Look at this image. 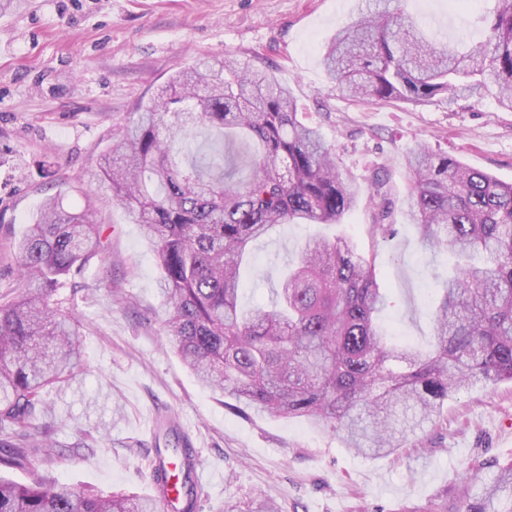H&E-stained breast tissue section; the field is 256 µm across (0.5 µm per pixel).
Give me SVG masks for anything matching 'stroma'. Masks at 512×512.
Masks as SVG:
<instances>
[{"label":"stroma","mask_w":512,"mask_h":512,"mask_svg":"<svg viewBox=\"0 0 512 512\" xmlns=\"http://www.w3.org/2000/svg\"><path fill=\"white\" fill-rule=\"evenodd\" d=\"M366 0H14L0 9V303L19 285L11 244L42 200L65 193L83 209L97 195L94 167L116 126L132 119L177 72L199 58L270 69L289 86L303 121L319 126L342 172L360 185L384 174L396 232L370 231L367 199L336 227L376 262L388 294L383 313L415 346L434 341L429 301L448 272V253L422 245L407 216L412 175L406 155L419 144L512 183V112L496 99L448 105H366L333 92L321 65L337 29ZM497 0L473 9L458 0H405L428 34L466 48L486 39ZM55 171L44 183L40 161ZM94 220L105 251L73 300L81 353L71 376L45 388L55 429L50 464L35 469L74 490L152 492L146 473L156 447L195 442L211 480L198 512L239 506L255 512H460L463 474L489 477L485 464L512 462V382L465 389L437 420L398 451L364 458L336 433L305 421L257 414L203 388L166 345L160 271L124 208L102 201ZM312 226L287 224L253 247L243 304L268 302Z\"/></svg>","instance_id":"obj_1"}]
</instances>
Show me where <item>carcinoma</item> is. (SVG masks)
Returning a JSON list of instances; mask_svg holds the SVG:
<instances>
[{"label": "carcinoma", "mask_w": 512, "mask_h": 512, "mask_svg": "<svg viewBox=\"0 0 512 512\" xmlns=\"http://www.w3.org/2000/svg\"><path fill=\"white\" fill-rule=\"evenodd\" d=\"M322 64L336 92L384 104H451L490 93L512 111V0H498L479 51L429 38L398 5L339 29ZM221 146L197 158L196 129ZM408 216L424 247L455 258L433 304L435 345L392 340L378 323L386 294L375 260L344 237L308 238L272 289L240 304L255 241L283 224L341 223L359 187L334 147L304 123L290 88L235 60H198L120 126L97 162L107 199L142 227L160 270L169 347L205 388L246 408L332 430L357 455L396 452L434 422L443 402L479 384L512 381V184L425 146L406 160ZM372 232L391 215L386 182L369 188ZM87 205L46 198L12 244L26 288L0 305V512H159L136 494L77 492L47 475L26 483L53 445L40 390L59 383L80 353L73 310L58 298L104 245ZM461 485L462 512H512V465Z\"/></svg>", "instance_id": "obj_1"}]
</instances>
